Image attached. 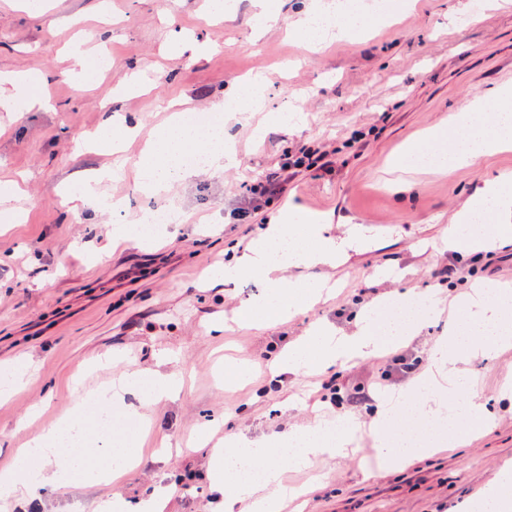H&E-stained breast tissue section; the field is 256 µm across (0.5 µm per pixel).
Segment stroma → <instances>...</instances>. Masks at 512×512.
<instances>
[{
  "instance_id": "stroma-1",
  "label": "stroma",
  "mask_w": 512,
  "mask_h": 512,
  "mask_svg": "<svg viewBox=\"0 0 512 512\" xmlns=\"http://www.w3.org/2000/svg\"><path fill=\"white\" fill-rule=\"evenodd\" d=\"M328 0H281V21L251 41V0H233L234 11L210 21L208 0H34L20 10L0 0V77L44 75L41 86L16 85L0 98V183L17 182L21 220L0 229V373L22 383L0 398V466L20 448L58 429L81 408L97 420L98 393L123 372L166 361L183 375L174 398L144 407L141 387L112 406L110 430H93L90 461L104 444L147 447L141 461L109 484L73 479L41 489L39 498L0 497V512H100L121 499L138 512L156 488L168 490L165 512H222L210 489L209 465L226 434L273 438L292 427L360 424L345 455L318 457L304 467L284 462L289 485L307 489L303 510L283 512H485L487 495L512 473V407L500 402L512 380V346L472 360L465 374L493 414L491 424L463 421L466 443L388 467L374 442L382 429L400 428L393 416L380 423L382 398L397 396L407 379L390 376L394 354L424 359L459 315L449 296L469 286L512 290V245L496 246L473 261L437 249L454 217L485 182L512 173V151L486 158L449 176H412L406 190L386 161L405 142L465 111L479 96L512 84V0H409L392 18L382 0H357L375 21L365 35L311 45L288 27L298 11ZM195 35L209 45L187 58L167 44L171 33ZM81 40L106 49L111 65L81 69L68 45ZM270 76L260 109L225 121L224 130L243 160L216 175L174 179L154 201L172 221L158 237L113 245L117 224L135 227L146 202L134 185L142 139L117 156L84 147V136L103 120L102 106L139 122L144 136L168 121L170 102L203 115L222 102L230 82ZM46 107L31 106V99ZM284 112L287 124L266 115ZM366 134L352 144L353 131ZM306 145L333 151L332 171L296 175L286 200L275 199L245 220L242 183L278 173L285 148ZM111 168L101 194L124 198L121 216L91 217L70 200L88 173ZM325 217L337 236L362 234L332 267L293 268L292 277L337 281L336 295L285 324L256 328L233 322L241 302L261 293L259 281L215 284L217 269L252 245L262 224L284 201ZM456 262L461 279L441 284L436 272ZM409 290L432 305L427 324L396 351L318 373L306 369L272 381L271 355L321 322L354 331L363 310L387 312L390 295ZM248 367L245 383L224 378L226 362ZM336 379L342 392L361 387L362 407L323 398L321 384Z\"/></svg>"
}]
</instances>
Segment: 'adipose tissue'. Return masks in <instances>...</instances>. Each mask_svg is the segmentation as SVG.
I'll list each match as a JSON object with an SVG mask.
<instances>
[{"instance_id":"1","label":"adipose tissue","mask_w":512,"mask_h":512,"mask_svg":"<svg viewBox=\"0 0 512 512\" xmlns=\"http://www.w3.org/2000/svg\"><path fill=\"white\" fill-rule=\"evenodd\" d=\"M511 150L512 85H505L492 95L476 98L468 111L454 115L448 125L434 127L421 138L408 141L390 163L400 170L450 174ZM237 163L224 132L202 135L190 113L178 112L152 136L139 159L145 173L141 188L156 193L173 178L191 177L200 171L210 173ZM509 221L512 174L504 172L486 182L455 215L441 248L454 251L459 234L465 232L476 250H485V225ZM331 230L325 218L293 209L272 216L250 251L224 265L225 278L257 275L270 290L260 304H244L241 316L253 318L256 307L261 306L267 312V320L274 321L314 305L327 290L328 281L305 284L286 279L284 272L291 267L334 264L339 246ZM392 301L399 309L397 320L383 323L364 316L356 331L341 336L315 329L278 362L277 372L291 374L309 365L328 368L366 358L377 351L380 343L418 331L411 292L395 294ZM351 437L350 429L344 425L333 432L318 426L293 428L273 439L228 436L223 451L216 453L210 463L211 489L224 495V512H279L282 499L289 493L282 482L280 461L302 466L313 456H338L350 444ZM100 455L106 459V466L94 467L81 459L65 458L56 434L51 433L34 440L13 465L0 469V488L27 499L40 489L64 484L76 471L83 472L92 483L108 481L121 471L123 464L132 463L137 457L136 452L121 455L110 447L101 448Z\"/></svg>"}]
</instances>
